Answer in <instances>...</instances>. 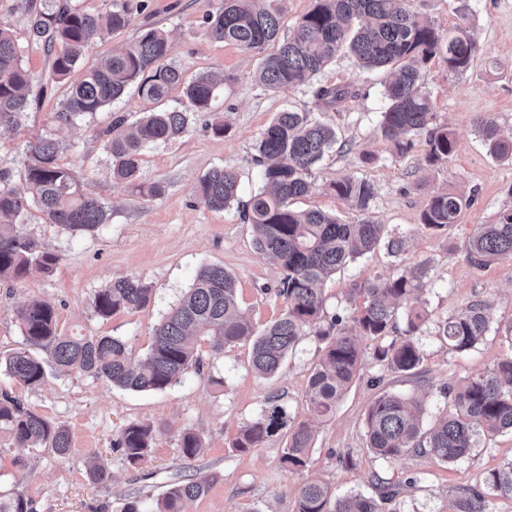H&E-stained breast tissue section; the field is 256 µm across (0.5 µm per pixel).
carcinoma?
<instances>
[{
  "instance_id": "1",
  "label": "carcinoma",
  "mask_w": 512,
  "mask_h": 512,
  "mask_svg": "<svg viewBox=\"0 0 512 512\" xmlns=\"http://www.w3.org/2000/svg\"><path fill=\"white\" fill-rule=\"evenodd\" d=\"M72 0H41L31 6L27 37L52 55L51 78L60 82L81 62L86 50L130 22V6L124 3L105 14L86 13ZM210 36L246 51H261L270 44L276 50L261 60L256 78L270 89L311 86L315 77L344 48L359 67L386 69L384 83L389 106L382 113L380 131L400 150L411 146L409 137L426 136V164L447 159L456 149L448 129L436 124L422 71L434 58L443 59L448 73L458 75L473 65L477 44L466 27L442 30L407 6V0H314L313 8L290 34H281L280 7L275 0H222V6L206 17ZM171 52L167 35L155 28L140 32L135 40L112 49L105 63L90 69L70 87L55 111L56 122L69 125L120 99L137 85L141 96L162 101L180 86L192 111L210 112L217 96V81L209 74L189 80L166 63ZM33 80L24 66L18 43L9 25L0 23V127L16 126L29 109L27 89ZM350 94L345 85L319 86L314 97L326 106L343 102ZM189 112L160 109L145 113L133 126L123 116L112 117L104 131L105 147L112 156L115 181L142 198L162 193L159 184L139 180L145 148L173 142L187 131ZM488 154L512 165V134L505 137L497 123L477 119ZM337 143L336 129L320 123L307 112H281L258 142V162L265 188L249 200L245 217L253 227L259 254L277 262L283 270L276 295L286 309L257 331L240 312L236 277L222 267L202 269L183 298L155 327L145 359L129 361L126 343L114 336L67 334L58 329L56 309L45 300L17 308L15 316L23 335V347L0 357V374L28 387L41 385L48 369H72L104 377L113 385L135 392L163 391L179 383L190 368L200 370L197 337L207 336L214 352L247 342L250 365L261 377L278 373L288 355L304 336L323 344L321 360L310 372L307 398L310 412L327 421L336 413L344 393L361 367L359 338L375 343L374 359L394 373L409 374L421 362L413 340L425 322L426 311L419 293L430 277L431 264L423 259L387 278L375 277L352 284L346 299L355 304L351 321L356 334L340 328L342 319L325 314L324 285L339 270L358 258L385 246L398 257L405 241L389 235L385 225L369 218L375 198L374 185L366 179L346 176L331 184L336 196L353 202L364 215L357 224L340 222L319 210L300 211L293 201L309 190L311 169ZM60 146L42 137L31 146L24 182L17 187L6 171L0 172V279L17 280L31 271L49 274L57 256L42 249L21 229L19 218L37 209L47 223L73 234L92 233L111 218L107 206L83 190L75 174L60 165ZM199 200L216 210L228 208L238 196V175L226 168L207 172L196 186ZM472 197L455 192L431 196L421 215L422 224L442 233L457 223ZM468 256L482 269L502 257H512V209L500 213L491 224H482L469 239ZM152 288L142 281L119 276L99 290L92 300L94 313L108 318L119 310L147 306ZM407 302L406 328L397 325L399 303ZM490 330L487 305L476 300L438 324L437 334L455 351H466ZM449 410L424 431L423 406L399 393L384 392L369 406L366 418L367 447L382 460H395L409 452L427 453L441 463L453 464L469 455L481 435L493 437L512 432V357L491 369L448 388ZM288 434V446L280 463L303 472L314 448L315 434L305 421L291 423L286 410L271 400L254 421L240 430L233 447L248 453L280 431ZM27 448H51L61 456L71 447L69 431L62 425L23 409L7 393L0 394V433ZM154 428L149 423L127 425L117 447L126 461L136 466L151 453ZM179 447L187 459L203 448L199 435L179 434ZM379 498L361 494L338 496L315 476L302 484L294 512H380V502L394 491L378 474ZM213 476L175 482L157 502V512H184V504L203 495ZM486 484L502 496L512 497V464L495 470ZM0 512H35L31 501L17 493L0 499ZM455 512H490L482 491L466 488L455 500Z\"/></svg>"
}]
</instances>
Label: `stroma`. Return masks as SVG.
Masks as SVG:
<instances>
[{
    "mask_svg": "<svg viewBox=\"0 0 512 512\" xmlns=\"http://www.w3.org/2000/svg\"><path fill=\"white\" fill-rule=\"evenodd\" d=\"M134 10L129 26L92 45L82 67L68 82L50 78V59L42 47L28 43L26 22L30 0H0V22L8 23L19 44L23 63L35 76L31 107L18 127L0 129V170L22 182L30 143L49 135L59 140L60 163L72 170L86 192L106 204L109 224L92 234L74 235L45 223L30 211L23 230L58 262L50 274L34 272L19 281L0 280V356L20 348L23 336L15 318L18 307L33 299L54 303L58 327L65 332L110 335L123 339L133 361L142 360L152 342L154 327L191 287L199 271L221 266L237 278L238 301L255 328L281 316L286 305L275 289L281 268L263 258L253 243V229L239 205L262 185L256 162L257 142L277 113L294 110L335 127L341 141L313 169L311 188L295 199L299 210L317 209L345 223L359 212L336 196L330 185L354 175L372 182L375 199L370 215L402 236L400 257L385 248L348 265L327 281L326 312L339 315L351 327L352 310L345 293L353 283L386 277L419 260H429L430 279L423 291L427 321L415 342L422 351L414 374L383 368L373 358V344L362 340L359 376L339 402L334 418L317 424L315 447L307 473L285 470L280 457L285 433L269 437L248 453L235 450L239 431L256 419L270 397H277L295 421L309 419L307 386L321 357L317 339L307 336L271 378L256 375L250 366V347L239 344L214 353L209 341H199V369L188 370L181 382L163 391L134 392L112 386L73 370L50 374L44 384L30 388L0 376V393L8 392L24 406L67 427L71 448L60 457L45 448H24L0 434V497L22 494L36 512H121L129 498L154 512L169 486L192 474H217L207 493L189 501L185 512H293L306 474L326 481L336 495H375L372 477L380 475L396 491L382 503V512H455L454 502L464 488L484 491L490 512H512V498L487 490L485 479L512 463V433L479 440L470 455L455 464L416 453L383 461L366 445L365 417L382 392L412 395L424 405L423 425L448 409L445 388L489 370L512 356V341L502 330L512 324V259L503 258L475 268L467 243L478 225L496 221L512 209V166L492 159L478 131V117L493 119L512 132V0H408L411 10L441 29L467 27L479 53L473 66L453 76L443 59H432L423 72L439 123L454 133L457 147L446 161L424 162L425 139L413 138L407 151L380 132V114L388 106L383 94L387 72L360 68L348 52H340L309 87L271 90L254 79L262 55L215 41L205 17L220 0H130ZM165 31L172 41L169 63L185 77L210 73L224 80L216 112L192 113L186 133L177 141L152 146L141 156V182L162 185L161 195L139 198L116 185L103 131L119 112L136 120L153 110L136 87L99 112L58 126L52 116L67 96L69 83L81 80L85 68L100 65L114 46L133 40L142 29ZM346 85L351 95L328 107L314 96L317 86ZM229 126L214 136V117ZM235 170L239 175V205L215 211L201 203L194 188L208 171ZM470 192L473 203L456 224L438 234L421 222L429 197L442 191ZM133 276L150 286V303L121 310L103 319L94 314V294L113 277ZM488 305L490 330L474 348L454 351L443 344L436 326L474 300ZM223 378V387L214 379ZM147 422L155 427L154 447L146 461L131 467L116 443L122 429ZM190 429L204 447L185 460L178 434ZM97 456L111 474L99 484L89 476L88 459Z\"/></svg>",
    "mask_w": 512,
    "mask_h": 512,
    "instance_id": "35a3bbf8",
    "label": "stroma"
}]
</instances>
